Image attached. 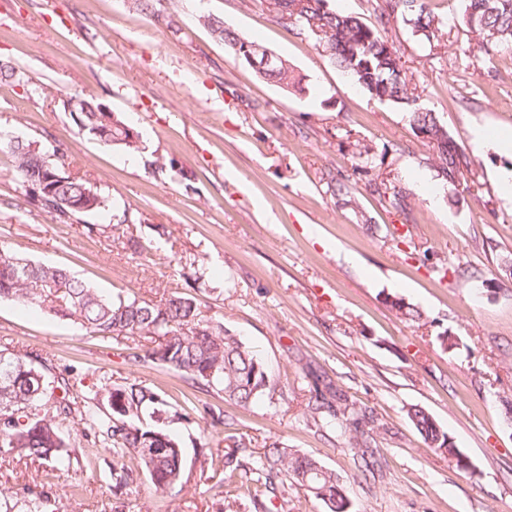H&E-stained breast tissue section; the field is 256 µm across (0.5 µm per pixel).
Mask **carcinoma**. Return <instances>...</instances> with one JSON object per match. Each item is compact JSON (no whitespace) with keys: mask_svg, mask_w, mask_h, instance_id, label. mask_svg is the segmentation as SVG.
Returning <instances> with one entry per match:
<instances>
[{"mask_svg":"<svg viewBox=\"0 0 512 512\" xmlns=\"http://www.w3.org/2000/svg\"><path fill=\"white\" fill-rule=\"evenodd\" d=\"M464 19L484 49L512 47V0H464ZM278 22L301 35H314L331 63L362 87L373 99L406 107L415 131L437 148V177L450 190L460 185L468 166L463 148L441 125L436 113L419 104L394 43L381 32L401 23L429 44L444 41L446 23L434 12L430 0H385L374 8V22L337 12L328 0H270ZM200 20L230 48L244 49L254 42L211 16ZM286 88H298L301 79L281 62L260 73ZM77 127L99 143L128 152L140 149V135L131 125L92 98L70 99ZM3 148L12 156L15 173L27 195L57 222L68 224L78 215L108 207L90 182L66 173L68 156L60 149L48 151L34 140L11 139ZM0 298L44 308L72 319L103 338H149L151 344L132 353L135 362L158 363L178 374L191 386H203L224 394L229 405L246 407L270 388L266 367L257 354L220 321L201 316L195 297L174 291L158 302L121 294L107 296L67 269L48 266L9 255L0 250ZM397 318L418 322L422 313L402 298L388 301ZM46 361L27 353L0 351V454L60 462L67 455L62 424L80 417L84 428L112 450V483L117 491L129 488L143 476L156 489L166 491L182 483L185 461L179 441L162 427H145L141 417L168 415L189 419L186 407L170 402L158 391L139 382L103 384L94 390V400L77 406L71 399L75 383L70 375L48 381ZM104 398L109 412H101L95 400ZM312 414H324L336 433L362 449L364 471L377 461L368 459L364 427L374 423L366 411L339 394H317L308 405ZM409 419L426 444L445 454L448 434L421 408L409 411ZM224 480L231 484L228 497L246 495L254 508L262 497L291 483L322 501L328 512H350V501L340 493L336 474L312 454L299 453L272 443L263 456L244 461L233 452L224 453ZM24 499L26 512H46L47 496L25 487L22 491L0 489V512H13L10 502Z\"/></svg>","mask_w":512,"mask_h":512,"instance_id":"cac0c4a2","label":"carcinoma"}]
</instances>
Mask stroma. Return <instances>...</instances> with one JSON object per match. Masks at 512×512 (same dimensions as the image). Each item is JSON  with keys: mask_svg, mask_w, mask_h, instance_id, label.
Here are the masks:
<instances>
[{"mask_svg": "<svg viewBox=\"0 0 512 512\" xmlns=\"http://www.w3.org/2000/svg\"><path fill=\"white\" fill-rule=\"evenodd\" d=\"M448 18L432 48L388 30L420 104L470 160L448 201L436 151L406 110L348 82L315 39L280 25L267 0H0V136L58 147L71 171L108 200L99 214L60 224L35 205L0 150V248L68 268L104 294L157 301L201 263L193 295L202 315L242 336L265 362L271 389L248 407L191 387L164 367L131 364L132 341L0 299V349L46 358L51 375L76 371L77 391L139 381L188 400L192 424L167 423L185 457L182 486L148 481L112 490V453L66 423L65 464L0 455V488L44 492L49 512H254L226 498L222 472L199 449L236 443L257 457L273 442L336 472L351 512H512V203L496 172L512 154L476 151L475 128L512 132V50L485 52L463 0H434ZM288 59L304 89L257 77L203 25L204 16ZM93 97L140 133L131 155L79 132L72 95ZM369 149L359 162V146ZM408 189L400 212L368 182ZM348 195L333 192L335 181ZM440 189L439 204L428 191ZM90 224L101 225L88 234ZM165 235H158L157 227ZM469 266L460 278L456 264ZM398 296L424 319L406 323ZM455 336L445 349L441 334ZM332 388L369 413L383 463L364 477L347 440L314 423L315 389ZM431 414L474 465L465 472L426 446L408 418Z\"/></svg>", "mask_w": 512, "mask_h": 512, "instance_id": "1", "label": "stroma"}]
</instances>
